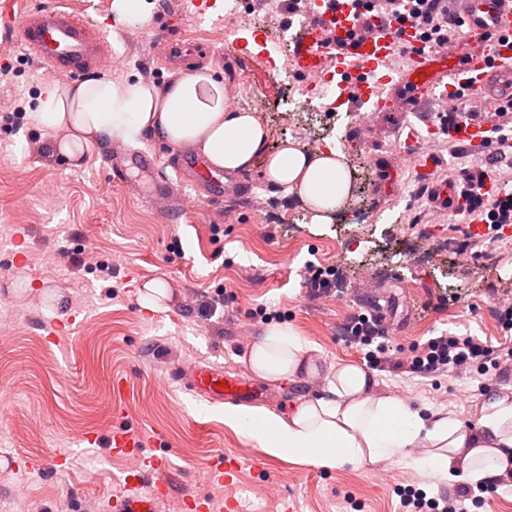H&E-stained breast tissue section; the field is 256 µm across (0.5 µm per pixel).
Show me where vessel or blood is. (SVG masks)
Wrapping results in <instances>:
<instances>
[{
    "instance_id": "1",
    "label": "vessel or blood",
    "mask_w": 512,
    "mask_h": 512,
    "mask_svg": "<svg viewBox=\"0 0 512 512\" xmlns=\"http://www.w3.org/2000/svg\"><path fill=\"white\" fill-rule=\"evenodd\" d=\"M468 24L466 40L471 49L424 47L413 30H400L398 24L381 13L364 14L354 0H311L291 40L288 61L294 64L296 79H318L336 75L341 94L339 103L351 112H389L393 102L384 87L391 81L407 87L408 97L419 101L436 95L453 101L459 89L496 106L512 91V49L502 46L501 38H512V0H462ZM36 58L52 70L75 76L98 69L112 52L104 37L71 13L55 7L34 10L18 20L0 24ZM407 52L409 65L400 78H393L389 60ZM489 123L458 120L451 133L459 142L475 147L487 138ZM179 176L190 187L206 186L210 198L219 199L224 187L214 181L208 168L186 162ZM183 379L193 394L213 402L230 397L242 402L256 392L239 374L197 365L185 371ZM110 446L115 453L140 452L139 436L124 429L113 430ZM167 460L158 455H142L144 471L157 475L151 495L136 490L116 499V512H156V503L168 493L159 478Z\"/></svg>"
}]
</instances>
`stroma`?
<instances>
[{
  "label": "stroma",
  "instance_id": "stroma-1",
  "mask_svg": "<svg viewBox=\"0 0 512 512\" xmlns=\"http://www.w3.org/2000/svg\"><path fill=\"white\" fill-rule=\"evenodd\" d=\"M91 28H106L119 66L98 76L134 75L164 87L173 77L210 65L218 80L236 82L260 103L267 151L285 138L319 131L290 104L288 80L267 67L251 36L226 48L210 22L191 14L190 0H153L144 22H117L114 0H55ZM211 47L171 66L159 26ZM78 79L53 72L0 27V502L10 512H115L113 501L137 477L136 457L113 454L107 438L127 425L146 452L166 456L170 493L159 512H178L185 496L225 512H400L408 488L427 497L455 496V482L433 481L406 462L382 460L359 468L292 463L265 454L224 423V406L174 382L172 369L211 365L257 386L258 406L288 416L318 396L339 364L367 367L365 351L347 328L358 314L384 311L388 343L409 352L441 335L475 336L510 345L497 317L512 302V226L491 232L472 263L459 255L465 226L453 209L421 197L425 182L404 149L407 126L436 120L438 100L385 116L366 128L338 106L331 136L355 177L359 195L331 223H311L301 200L269 185L256 159L247 187L210 201L183 184L174 148L147 138L135 149L155 161L152 176L169 186L165 199L146 197L138 180L112 178L113 160L133 147L97 148L71 160L53 151L52 136L29 114L47 82ZM421 156L435 157L438 176L483 164L486 149H448L445 134L420 136ZM338 269L341 282L314 295L308 264ZM108 265L111 276L99 268ZM162 281L160 308L142 306L145 282ZM286 323L315 347L317 377L270 382L245 361L271 323ZM376 392L403 399L422 415L453 412L474 421L480 396L512 397V375L443 372L422 377L380 365ZM99 436L85 447V434ZM232 461L231 484L206 477V465Z\"/></svg>",
  "mask_w": 512,
  "mask_h": 512
}]
</instances>
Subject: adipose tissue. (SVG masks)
Segmentation results:
<instances>
[{"label": "adipose tissue", "instance_id": "adipose-tissue-1", "mask_svg": "<svg viewBox=\"0 0 512 512\" xmlns=\"http://www.w3.org/2000/svg\"><path fill=\"white\" fill-rule=\"evenodd\" d=\"M229 93L211 67L170 80L164 87L137 77L47 84L32 117L55 138L60 155L75 158L93 145L127 144L151 137L195 149L212 167L235 172L265 155V179L296 194L312 223L327 224L347 206L352 186L342 152L311 153L285 139L267 153V135L254 113L229 106ZM314 347L285 324L268 325L249 351L251 371L277 381L316 373ZM375 380L359 366L338 365L323 396L301 402L288 417L228 405L224 423L245 430L270 456L336 468L409 456L433 479L480 484L512 477V398L486 396L475 423L453 414L421 415L402 399L378 396Z\"/></svg>", "mask_w": 512, "mask_h": 512}]
</instances>
